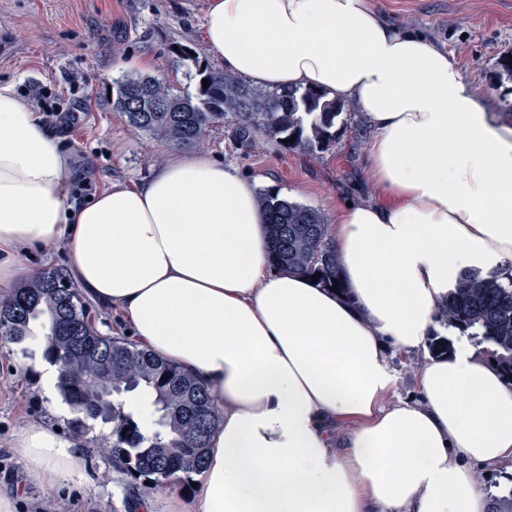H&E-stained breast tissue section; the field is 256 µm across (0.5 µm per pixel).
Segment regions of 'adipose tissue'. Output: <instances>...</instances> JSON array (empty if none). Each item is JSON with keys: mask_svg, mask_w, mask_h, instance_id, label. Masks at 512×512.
<instances>
[{"mask_svg": "<svg viewBox=\"0 0 512 512\" xmlns=\"http://www.w3.org/2000/svg\"><path fill=\"white\" fill-rule=\"evenodd\" d=\"M203 30L226 72L363 111L382 197L336 212L343 292L273 269L252 183L204 154L68 207L65 154L0 83V302L27 248L62 245L89 300L200 382L220 419L194 512H485L475 467L512 462V386L463 345L393 403L386 349L423 347L461 269L512 280V129L372 0H207ZM12 449L36 487L82 471L40 419Z\"/></svg>", "mask_w": 512, "mask_h": 512, "instance_id": "adipose-tissue-1", "label": "adipose tissue"}]
</instances>
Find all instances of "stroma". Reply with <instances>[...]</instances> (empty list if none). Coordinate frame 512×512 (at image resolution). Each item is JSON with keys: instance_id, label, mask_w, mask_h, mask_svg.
<instances>
[{"instance_id": "1", "label": "stroma", "mask_w": 512, "mask_h": 512, "mask_svg": "<svg viewBox=\"0 0 512 512\" xmlns=\"http://www.w3.org/2000/svg\"><path fill=\"white\" fill-rule=\"evenodd\" d=\"M390 22L423 33L460 68L484 108L501 115L512 101V79L496 77L497 63L512 55V0H372ZM205 0H0V81L14 83L27 105L47 90L59 111L77 119L57 142L69 159L71 182L92 178L98 189L131 184L182 156L181 148L135 132L113 108L117 82L140 75L138 59L151 57L155 75L174 91L196 82L178 66L175 44L190 46L203 65L218 68L203 40ZM336 141L309 156L258 135L243 141L232 120L216 124L198 152L236 167L258 191L318 211L334 224L338 207L379 198L366 172L371 130L357 103L336 122ZM396 376L393 398L418 395V370L430 359L428 348L413 353L388 351ZM17 345L0 342V482L25 479L10 442L25 422L49 415L52 403L38 378L21 371ZM74 413L52 417L85 460V475L59 487L27 489L16 512H133V495H156L153 486L127 476L107 448L106 425L77 432Z\"/></svg>"}]
</instances>
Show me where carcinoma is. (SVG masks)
Wrapping results in <instances>:
<instances>
[{
  "label": "carcinoma",
  "mask_w": 512,
  "mask_h": 512,
  "mask_svg": "<svg viewBox=\"0 0 512 512\" xmlns=\"http://www.w3.org/2000/svg\"><path fill=\"white\" fill-rule=\"evenodd\" d=\"M178 54L209 86L199 82L193 93H175L152 75L118 82L114 106L132 128L190 148L230 117L241 138L260 133L279 143L286 139L284 148L309 155L334 142L336 118L345 110L342 99L311 88L257 91L232 74L202 67L184 45ZM258 203L268 223L272 266L311 279L318 272V286L340 289L323 217L273 192L260 193ZM438 311L457 336L488 344L499 373L512 377V281L465 269ZM0 332L17 345L40 344L43 359L59 365L60 394L79 414L73 420L76 430L87 431L88 419L112 424V458L127 475L157 488L173 476L190 485L204 465L217 421L209 394L194 377L145 349L101 334L88 320L79 293L56 272L36 273L14 289L0 304ZM140 387L159 413V429L151 434L114 401Z\"/></svg>",
  "instance_id": "carcinoma-1"
}]
</instances>
